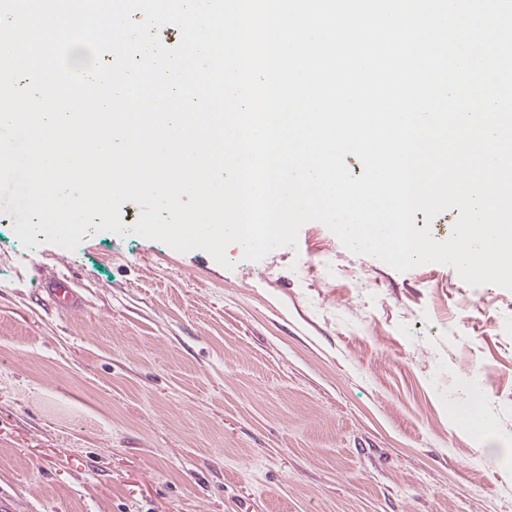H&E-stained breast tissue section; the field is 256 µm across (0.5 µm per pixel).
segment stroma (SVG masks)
<instances>
[{
	"instance_id": "35a3bbf8",
	"label": "stroma",
	"mask_w": 512,
	"mask_h": 512,
	"mask_svg": "<svg viewBox=\"0 0 512 512\" xmlns=\"http://www.w3.org/2000/svg\"><path fill=\"white\" fill-rule=\"evenodd\" d=\"M0 213V512H512V291L323 224L232 268ZM70 277L79 314L47 306ZM484 397L483 435L449 401ZM510 454L489 458L486 447Z\"/></svg>"
}]
</instances>
